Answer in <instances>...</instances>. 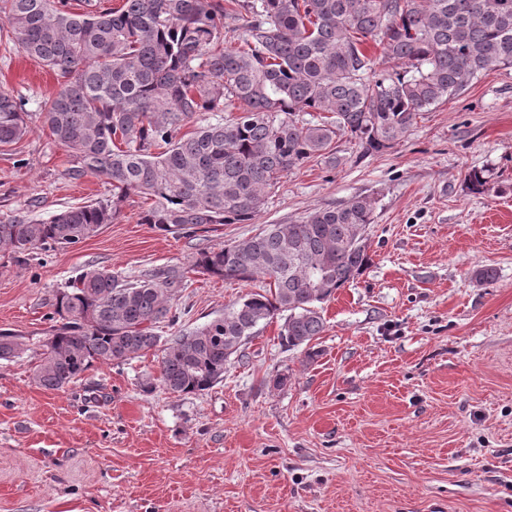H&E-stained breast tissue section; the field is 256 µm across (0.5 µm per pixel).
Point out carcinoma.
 <instances>
[{
    "mask_svg": "<svg viewBox=\"0 0 512 512\" xmlns=\"http://www.w3.org/2000/svg\"><path fill=\"white\" fill-rule=\"evenodd\" d=\"M229 4L243 27H224ZM0 41L58 72L61 83L40 111L51 140L75 157L67 175L112 186V196L45 221L0 216L4 256L80 244L117 220L132 193L150 201L141 223L164 232L251 223L284 175L313 160L336 166L338 136H350L362 157L381 153L417 114L489 70L512 67V0H122L83 13L65 0H0ZM369 41L379 56L366 53ZM232 42L240 46L225 47ZM305 112L331 117L308 120ZM26 116L0 90L1 148L27 137ZM465 180L483 193L490 176L471 169ZM373 215L374 201L356 196L269 224L242 244L202 248L185 267L133 280L83 271L50 303L35 381L61 390L95 362L119 366L158 351L157 382L143 391L158 383L178 396L201 393L283 313L282 343L311 359L307 346L325 329L321 304L370 261ZM190 272L260 277L269 290L164 338L158 324L177 321L172 302ZM24 352L20 337L0 333V360Z\"/></svg>",
    "mask_w": 512,
    "mask_h": 512,
    "instance_id": "1",
    "label": "carcinoma"
}]
</instances>
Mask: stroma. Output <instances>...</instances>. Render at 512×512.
I'll use <instances>...</instances> for the list:
<instances>
[{
    "label": "stroma",
    "mask_w": 512,
    "mask_h": 512,
    "mask_svg": "<svg viewBox=\"0 0 512 512\" xmlns=\"http://www.w3.org/2000/svg\"><path fill=\"white\" fill-rule=\"evenodd\" d=\"M56 74L0 49V89L22 98L30 132L0 149V215L44 220L111 195L65 172L39 103ZM336 167L311 161L284 177L250 224L194 237L120 219L74 247L0 258V331L22 358L0 360V512H512V68L485 72L420 113L396 144L361 156L336 140ZM491 174L468 191L471 168ZM356 196L376 201L371 261L323 306L306 360L275 318L204 393H146L157 355L94 364L63 390L37 386L48 303L87 268L134 278L187 264L197 249L245 241ZM494 278L476 283L479 267ZM190 274L169 336L261 291ZM288 385L273 389L271 375Z\"/></svg>",
    "instance_id": "obj_1"
}]
</instances>
